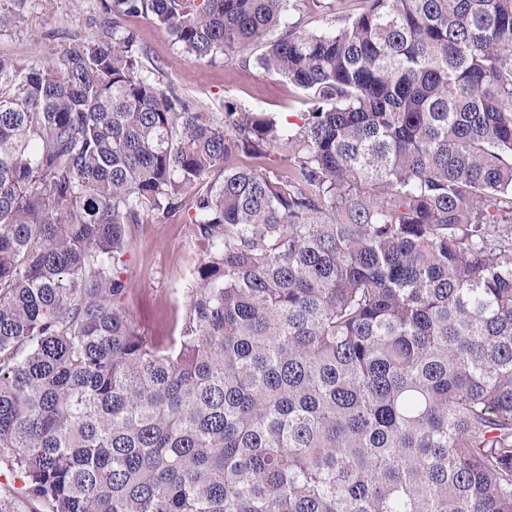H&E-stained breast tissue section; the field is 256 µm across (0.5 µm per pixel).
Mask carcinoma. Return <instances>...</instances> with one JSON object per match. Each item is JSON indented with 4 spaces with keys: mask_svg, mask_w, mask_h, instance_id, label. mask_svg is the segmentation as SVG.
<instances>
[{
    "mask_svg": "<svg viewBox=\"0 0 512 512\" xmlns=\"http://www.w3.org/2000/svg\"><path fill=\"white\" fill-rule=\"evenodd\" d=\"M293 7L101 0L106 35L0 58V512H512V0ZM138 16L308 110L205 111ZM203 183L162 348L121 266ZM320 1L297 2L300 10H290V21L298 22L307 31L322 28L327 22L331 24V19L335 20L334 24L338 26L348 17L356 15L362 7L361 0H335V10L329 12V9L324 7V3L329 1Z\"/></svg>",
    "mask_w": 512,
    "mask_h": 512,
    "instance_id": "1",
    "label": "carcinoma"
}]
</instances>
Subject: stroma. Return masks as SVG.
Returning <instances> with one entry per match:
<instances>
[{
	"label": "stroma",
	"instance_id": "35a3bbf8",
	"mask_svg": "<svg viewBox=\"0 0 512 512\" xmlns=\"http://www.w3.org/2000/svg\"><path fill=\"white\" fill-rule=\"evenodd\" d=\"M361 7V0H336L330 9L322 0H301L290 19L311 31L330 21L343 22ZM111 22L100 0H29L21 27L0 34V57L37 62L61 51L73 34L94 38L109 30ZM126 24L136 31L146 63L156 67L162 84L172 85L209 111H223L228 102L285 117L308 108L300 91L285 78L257 67L244 70L220 59L196 60L150 18L132 17ZM193 215L186 206L174 217L151 218L131 230L124 272L130 288L129 313L140 334L156 343H169L195 286V270L205 257V243L196 234Z\"/></svg>",
	"mask_w": 512,
	"mask_h": 512
}]
</instances>
